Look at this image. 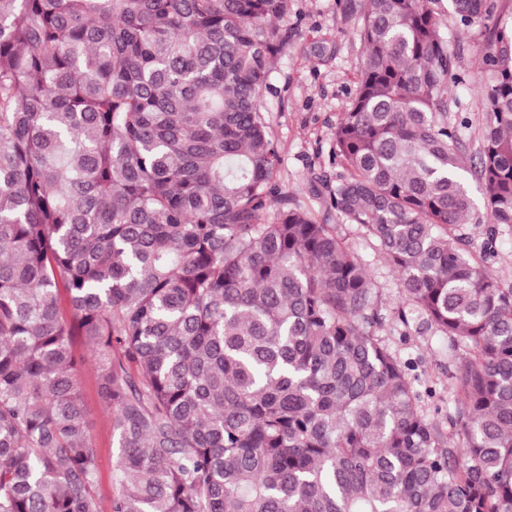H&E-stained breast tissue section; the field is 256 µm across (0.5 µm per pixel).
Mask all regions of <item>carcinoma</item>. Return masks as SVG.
<instances>
[{
	"mask_svg": "<svg viewBox=\"0 0 512 512\" xmlns=\"http://www.w3.org/2000/svg\"><path fill=\"white\" fill-rule=\"evenodd\" d=\"M450 2L493 26L476 162L444 0H336L366 53L312 180L398 273L399 319L465 352L431 419L366 263L281 192L259 98L289 0H0V512H101L75 336L110 512H512V288L462 233L465 172L512 228V24ZM73 348L81 359L79 389L83 398L87 418L91 427L93 442L98 450L99 487L98 494L102 512H109L112 497V464L116 452V438L112 422L105 410L98 389L97 373L93 355L85 341L75 336Z\"/></svg>",
	"mask_w": 512,
	"mask_h": 512,
	"instance_id": "1",
	"label": "carcinoma"
}]
</instances>
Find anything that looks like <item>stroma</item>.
<instances>
[{"instance_id":"stroma-1","label":"stroma","mask_w":512,"mask_h":512,"mask_svg":"<svg viewBox=\"0 0 512 512\" xmlns=\"http://www.w3.org/2000/svg\"><path fill=\"white\" fill-rule=\"evenodd\" d=\"M284 24L292 32L291 44L287 53L276 61L263 91L269 132L281 155L280 184L293 203L314 210L326 223L338 225L350 246L363 258L381 300L382 323L377 328L378 335L401 360L414 362L417 391L428 387L435 389V399L424 403L426 411L447 408L452 401L448 390V369L452 362L446 338L425 329L417 317H410L405 324L398 320L399 277L396 271L356 225L341 223L335 211L326 209L310 193L312 176L336 173L333 131L340 114L349 105L364 57L363 47L353 25L342 24L337 17L335 0H291ZM313 29L335 35L336 52L332 61L322 64L305 54L304 49L310 43L309 32ZM445 31L448 51L456 56L458 69L465 77L456 90L448 122L457 126L460 146L469 152L479 128L489 119L488 113L482 110L479 90L489 80L483 57L490 49V34L481 25L468 29L458 26L450 16L445 19ZM465 185L473 200L472 211L463 226L470 248L478 253L485 245H492L494 256L487 271L504 285L512 286V233L503 231L495 241H488L489 216L479 185L471 177L466 178ZM73 348L81 360L79 389L98 450V494L102 507L106 508L112 497L116 438L99 393L93 355L82 338L74 339Z\"/></svg>"}]
</instances>
